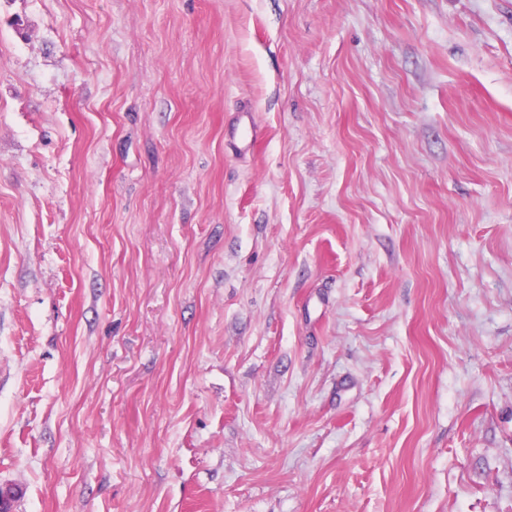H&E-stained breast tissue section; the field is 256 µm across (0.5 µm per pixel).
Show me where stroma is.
Segmentation results:
<instances>
[{"label":"stroma","instance_id":"obj_1","mask_svg":"<svg viewBox=\"0 0 512 512\" xmlns=\"http://www.w3.org/2000/svg\"><path fill=\"white\" fill-rule=\"evenodd\" d=\"M0 487L512 512V0H0Z\"/></svg>","mask_w":512,"mask_h":512}]
</instances>
